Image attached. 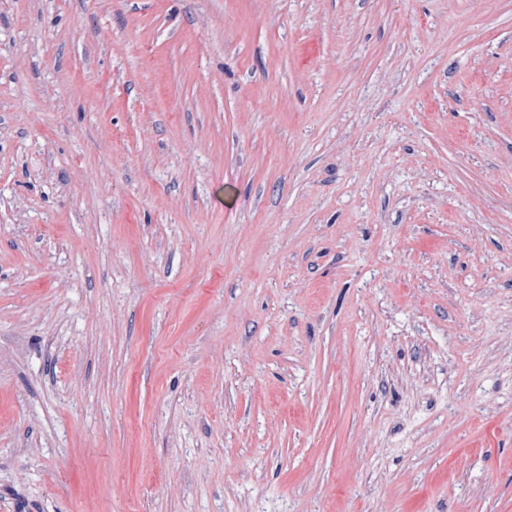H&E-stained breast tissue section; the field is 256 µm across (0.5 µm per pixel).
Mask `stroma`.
I'll list each match as a JSON object with an SVG mask.
<instances>
[{
	"instance_id": "35a3bbf8",
	"label": "stroma",
	"mask_w": 512,
	"mask_h": 512,
	"mask_svg": "<svg viewBox=\"0 0 512 512\" xmlns=\"http://www.w3.org/2000/svg\"><path fill=\"white\" fill-rule=\"evenodd\" d=\"M0 512H512V0H0Z\"/></svg>"
}]
</instances>
